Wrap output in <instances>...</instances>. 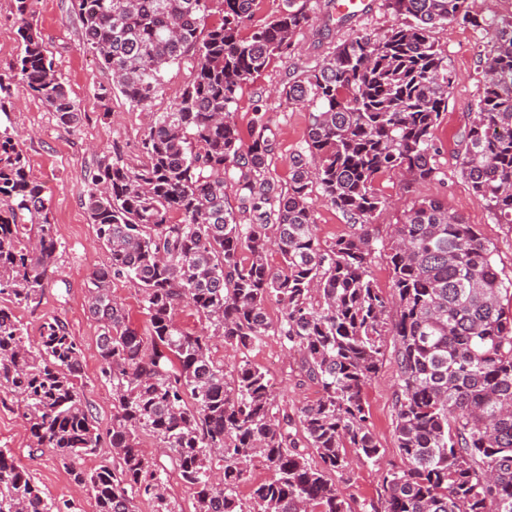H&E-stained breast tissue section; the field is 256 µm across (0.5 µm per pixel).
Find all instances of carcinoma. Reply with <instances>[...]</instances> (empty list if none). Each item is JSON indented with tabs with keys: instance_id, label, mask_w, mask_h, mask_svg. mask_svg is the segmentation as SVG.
I'll use <instances>...</instances> for the list:
<instances>
[{
	"instance_id": "obj_1",
	"label": "carcinoma",
	"mask_w": 512,
	"mask_h": 512,
	"mask_svg": "<svg viewBox=\"0 0 512 512\" xmlns=\"http://www.w3.org/2000/svg\"><path fill=\"white\" fill-rule=\"evenodd\" d=\"M34 0H15L18 74L59 122L79 120L31 21ZM257 0H71L83 46L112 72L113 88L147 107L164 71L183 61L190 79L141 140L145 159L117 150L90 175L84 205L109 254L89 275L87 310L99 323L102 379L112 421L101 432L79 379L81 349L53 317L28 343L19 307L38 306L59 239L50 199L26 158L0 137V389L21 396L32 448H50L93 497L96 512H175L165 480L141 448L159 441L193 491L194 512H352L331 473L346 449L379 462L363 389L393 337L399 377L394 421L401 465L383 477V512H512V280L495 249L435 200L413 205L389 246L393 294L370 273L369 225L386 204L375 182L402 172L431 181L433 132L448 108L454 73L429 32L466 24L490 34L483 91L461 136V173L493 219L512 224V24L496 25L468 0H384L405 17L381 36L358 34L281 91L309 110L305 147L283 187L269 176L267 112L258 106L242 143L232 105L242 85L276 54L293 50L311 21V0H281L272 19L247 30ZM221 22L208 25L213 11ZM319 196H314V189ZM232 191L237 207L226 205ZM321 201L359 231L326 247L316 236ZM276 251L281 264L268 260ZM134 284L148 335L112 296ZM280 306L268 321L266 303ZM185 306L198 333L176 320ZM301 357L320 387L297 417L278 408L266 375L245 359L226 380L210 343L247 354L268 332ZM108 442L112 464L79 466ZM312 448L319 462L303 449ZM261 465L270 478L238 488ZM0 512H74L49 497L0 448Z\"/></svg>"
}]
</instances>
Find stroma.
Returning <instances> with one entry per match:
<instances>
[{"label":"stroma","mask_w":512,"mask_h":512,"mask_svg":"<svg viewBox=\"0 0 512 512\" xmlns=\"http://www.w3.org/2000/svg\"><path fill=\"white\" fill-rule=\"evenodd\" d=\"M34 22L80 120L70 127L60 125L54 113L28 91L16 69L20 44L15 2L0 0V77L9 82L11 93L5 111L0 112V135L13 138L33 178L45 184L52 221L61 242L40 305L19 308L17 315L34 345L40 340V326L45 318L57 317L67 324L81 346L82 386L89 412L104 430L112 418V391L101 379L99 325L87 312V276L106 265L108 253L97 242L84 206L86 183L98 160L111 150H119L131 165L140 164V139L152 114L169 109L188 81L190 71L184 64L169 67L164 74L162 93L149 107H135L113 90L111 71L103 68L95 55L84 48L81 30L70 11V0H35ZM401 22V16L387 11L382 0H370L366 12L329 34L316 36L308 31L299 35L294 52L273 56L262 73L239 89L233 112L243 142L251 140L257 100L266 104L275 140L271 169L276 180L287 183L289 159L304 146L309 122L305 108L287 103L279 96L289 77L315 66L338 44L356 34H381ZM431 36L447 56L456 80L448 91V110L434 131L439 146L437 178L416 182L391 174L376 184L387 204L376 212L370 226L378 242L371 256L370 270L376 288L386 296L393 292L387 249L392 228L403 220L405 211L415 202L430 198L440 200L449 211L475 225L494 245L495 261L503 278H512V224L495 223L460 171L459 134L482 92L488 38L473 27L455 24L437 26ZM102 87L111 91L108 100L98 96ZM384 351L378 372L364 388L365 406L371 430L381 448V461L375 465L354 456L349 467L334 476L353 512H373L374 506L380 505L385 468L400 461L394 432L398 368L392 337H385ZM249 359L267 374L277 403L289 411H296L319 397V386L305 377L299 359L288 355L279 337L266 336ZM0 448L11 450L46 494L60 501L75 502L81 512H95L86 489L73 482L53 452H32L20 398L7 389L0 390Z\"/></svg>","instance_id":"obj_1"}]
</instances>
